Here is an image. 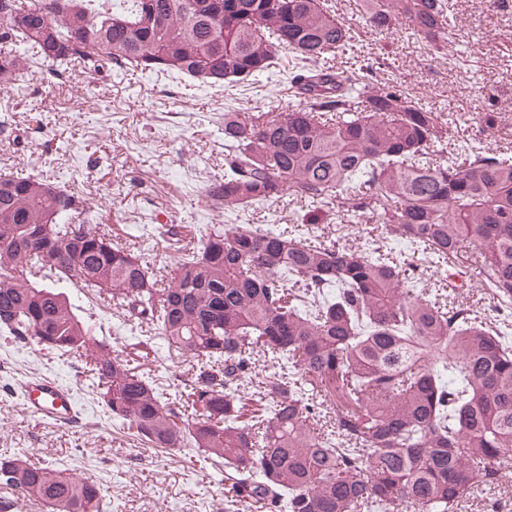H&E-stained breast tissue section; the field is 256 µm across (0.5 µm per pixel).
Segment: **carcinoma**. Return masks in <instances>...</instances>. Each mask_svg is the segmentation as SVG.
<instances>
[{"label": "carcinoma", "instance_id": "1", "mask_svg": "<svg viewBox=\"0 0 512 512\" xmlns=\"http://www.w3.org/2000/svg\"><path fill=\"white\" fill-rule=\"evenodd\" d=\"M365 25L444 56L453 0H360ZM352 39L328 0H0V92L36 61L89 71L256 83L291 53L297 106L224 113V177L204 189L237 213L293 197L302 224L336 215L409 244L309 241L212 224L174 276L92 232L85 199L38 174L0 173V331L78 357L137 440L224 466V512H457L512 483V345L462 304L414 293L416 255L452 263L512 309V158L482 142L444 159L448 123L394 83L332 60ZM97 288L126 321L192 364L180 400L92 331L57 284ZM196 416L185 418L187 408ZM0 487L55 512H100L102 489L50 462L0 455Z\"/></svg>", "mask_w": 512, "mask_h": 512}]
</instances>
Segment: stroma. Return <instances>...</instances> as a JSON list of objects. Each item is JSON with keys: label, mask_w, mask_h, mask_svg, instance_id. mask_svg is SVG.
Instances as JSON below:
<instances>
[{"label": "stroma", "mask_w": 512, "mask_h": 512, "mask_svg": "<svg viewBox=\"0 0 512 512\" xmlns=\"http://www.w3.org/2000/svg\"><path fill=\"white\" fill-rule=\"evenodd\" d=\"M338 17L354 31L338 67L367 65L368 77L397 79L413 98L447 118L453 142L470 144L485 112L503 113L489 140L512 155V0H456L455 58H436L417 40L382 37L364 24L355 0H331ZM288 51H280L268 78L249 86H187L185 79L103 70L67 69L49 81L33 64L0 94L8 112L0 126V170L46 174L52 182L89 199L99 232H112L158 266L172 268L174 250L156 229L185 226V244L197 243L208 225L219 223L206 206L208 180L224 174V115L266 110L293 101L286 81ZM42 130L30 129L34 114ZM301 206L286 200L251 207L242 224L255 229L292 224ZM308 239L342 242L378 240L376 224L330 218L304 228ZM97 336L114 350L142 339L120 312L100 305L91 288L61 282ZM75 358L38 353L0 336V450L55 462L93 479L104 491L102 512H224L223 468L199 460L189 449L164 452L140 444L123 422L99 404L88 381L79 380ZM36 375L58 378L75 393V423L55 425L28 415L23 383Z\"/></svg>", "instance_id": "35a3bbf8"}]
</instances>
